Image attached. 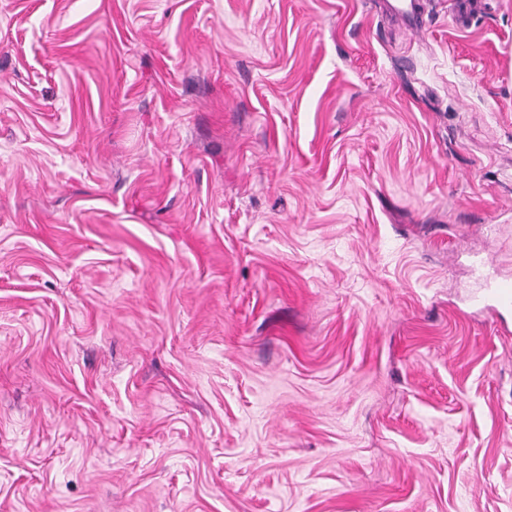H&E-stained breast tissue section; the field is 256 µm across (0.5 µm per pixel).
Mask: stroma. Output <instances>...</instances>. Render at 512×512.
Listing matches in <instances>:
<instances>
[{"mask_svg":"<svg viewBox=\"0 0 512 512\" xmlns=\"http://www.w3.org/2000/svg\"><path fill=\"white\" fill-rule=\"evenodd\" d=\"M0 0V512H512V0ZM485 295L494 302L495 310L512 309V280H498L489 288H485Z\"/></svg>","mask_w":512,"mask_h":512,"instance_id":"obj_1","label":"stroma"}]
</instances>
